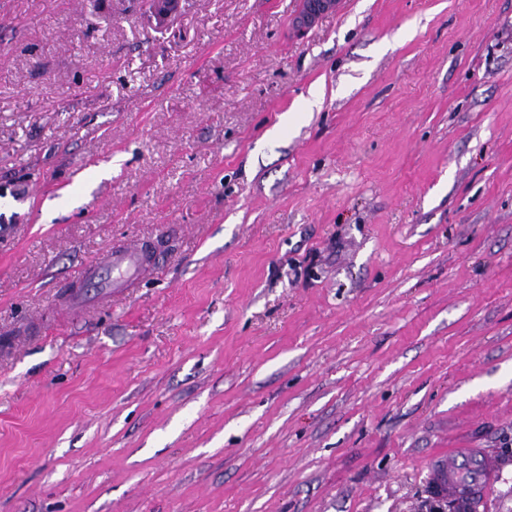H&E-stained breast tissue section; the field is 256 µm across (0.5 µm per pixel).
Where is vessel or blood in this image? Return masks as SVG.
Here are the masks:
<instances>
[{"label": "vessel or blood", "mask_w": 512, "mask_h": 512, "mask_svg": "<svg viewBox=\"0 0 512 512\" xmlns=\"http://www.w3.org/2000/svg\"><path fill=\"white\" fill-rule=\"evenodd\" d=\"M156 258L145 243L113 246L95 262L80 267L68 278L71 287L65 298L68 311L82 312L91 303H102L112 295L137 287L152 274ZM478 473L468 478L459 469V459L451 452L441 453L435 462L432 487L440 495L456 500L463 512H472L484 498L495 473L491 461L477 465Z\"/></svg>", "instance_id": "obj_1"}]
</instances>
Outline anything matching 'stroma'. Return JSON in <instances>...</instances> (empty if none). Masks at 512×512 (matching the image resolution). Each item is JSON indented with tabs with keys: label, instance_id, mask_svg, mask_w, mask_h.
Segmentation results:
<instances>
[{
	"label": "stroma",
	"instance_id": "stroma-1",
	"mask_svg": "<svg viewBox=\"0 0 512 512\" xmlns=\"http://www.w3.org/2000/svg\"><path fill=\"white\" fill-rule=\"evenodd\" d=\"M304 2L0 0V512H512V0ZM155 267L156 257L148 244L115 245L97 261L80 267L66 278L69 288H73L65 298L66 308L81 313L87 306L111 299L112 293L137 288ZM76 288H100V291L93 297ZM434 466L433 489L456 500L463 510H472L484 498L496 471L493 463L485 459L476 465L478 473L475 477H465L452 448H448V453H441Z\"/></svg>",
	"mask_w": 512,
	"mask_h": 512
}]
</instances>
